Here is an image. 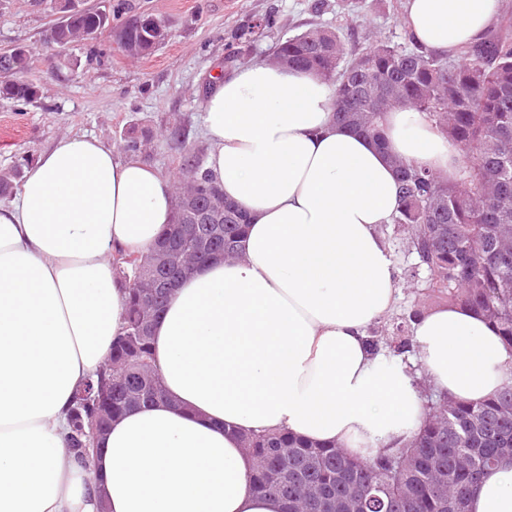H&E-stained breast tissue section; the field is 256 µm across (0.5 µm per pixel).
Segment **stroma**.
<instances>
[{
  "label": "stroma",
  "mask_w": 512,
  "mask_h": 512,
  "mask_svg": "<svg viewBox=\"0 0 512 512\" xmlns=\"http://www.w3.org/2000/svg\"><path fill=\"white\" fill-rule=\"evenodd\" d=\"M117 22L152 15L169 36L151 54L133 57L114 37L75 44L65 52L47 45L57 17L54 0H0V51L32 50L27 75L39 90L35 103L0 98V173L36 163L44 150L72 134L96 137L114 149L125 138H142L138 157L162 173H178L183 145L207 146L202 112L214 73L230 74L263 60L277 42L310 28H339L348 53L373 40L405 43L403 0H111ZM276 25L243 39L267 16ZM381 234L394 263L398 299L373 325L382 336L414 310L433 307L421 292L429 272L395 225Z\"/></svg>",
  "instance_id": "stroma-1"
}]
</instances>
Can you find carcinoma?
Here are the masks:
<instances>
[{"label":"carcinoma","instance_id":"carcinoma-1","mask_svg":"<svg viewBox=\"0 0 512 512\" xmlns=\"http://www.w3.org/2000/svg\"><path fill=\"white\" fill-rule=\"evenodd\" d=\"M155 18L141 15L117 27L120 45L147 55ZM54 45L96 40L112 32L105 9L77 7L54 24ZM463 61L373 40L349 56L339 29L315 27L277 43L271 61L315 73L336 87V123L384 145L383 118L393 108L412 105L439 124L460 150L461 164L451 181L429 169L392 158L400 183L399 211L393 223L430 271V295L469 307L492 324L512 347V34L496 33L461 51ZM33 54L19 46L0 53V97L28 104L37 87L25 79ZM202 149L184 148L177 193L198 197L208 211L213 192L224 195ZM246 214L232 202L224 212V258L239 255ZM153 252L113 257L128 284L122 332L96 377L85 386L112 385L108 399L77 400L71 410L68 445L85 462L88 422L112 420L131 409L153 405L165 395L151 364L152 334L141 327L163 311L169 288L160 289L157 307L144 302L152 285L139 279V268ZM256 460L252 491L278 498L283 512H336L356 489L363 491L360 512H446V502L466 499L485 471L512 457V382L480 404L456 402L429 408L415 438L358 462L334 446L309 442L284 432L241 435ZM448 472L439 491L437 471Z\"/></svg>","mask_w":512,"mask_h":512}]
</instances>
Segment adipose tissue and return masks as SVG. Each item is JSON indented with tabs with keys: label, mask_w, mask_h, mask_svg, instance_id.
Returning a JSON list of instances; mask_svg holds the SVG:
<instances>
[{
	"label": "adipose tissue",
	"mask_w": 512,
	"mask_h": 512,
	"mask_svg": "<svg viewBox=\"0 0 512 512\" xmlns=\"http://www.w3.org/2000/svg\"><path fill=\"white\" fill-rule=\"evenodd\" d=\"M499 0H405L425 50L477 42ZM333 85L254 62L203 105L207 167L250 217L237 261L199 266L153 327L165 402L133 409L90 464L66 435L76 390L109 357L126 288L112 254L148 252L171 221L173 180L94 137L62 138L0 204V512H282L252 492L245 433L285 429L353 458L410 441L422 386L480 403L512 381V349L468 308L412 323L423 374L386 362L368 329L397 300L379 229L398 212L392 158L452 177L458 154L429 116H384V146L338 125ZM469 512H512V461Z\"/></svg>",
	"instance_id": "ef3b65f1"
}]
</instances>
